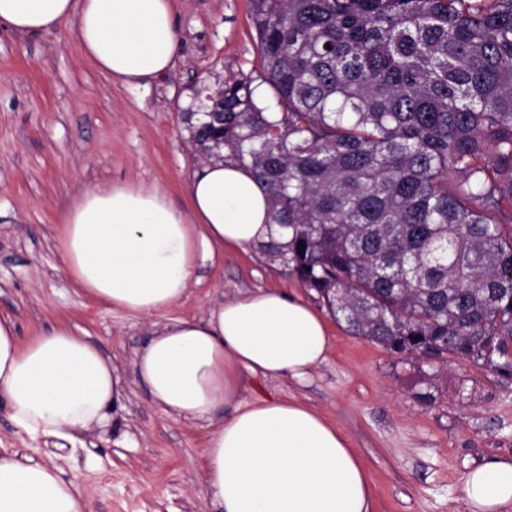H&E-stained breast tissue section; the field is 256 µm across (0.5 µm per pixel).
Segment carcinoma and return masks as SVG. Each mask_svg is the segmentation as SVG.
Listing matches in <instances>:
<instances>
[{
    "label": "carcinoma",
    "instance_id": "1",
    "mask_svg": "<svg viewBox=\"0 0 512 512\" xmlns=\"http://www.w3.org/2000/svg\"><path fill=\"white\" fill-rule=\"evenodd\" d=\"M260 69L183 113L257 249L348 331L512 375V0H251Z\"/></svg>",
    "mask_w": 512,
    "mask_h": 512
}]
</instances>
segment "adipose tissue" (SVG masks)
<instances>
[{"label": "adipose tissue", "mask_w": 512, "mask_h": 512, "mask_svg": "<svg viewBox=\"0 0 512 512\" xmlns=\"http://www.w3.org/2000/svg\"><path fill=\"white\" fill-rule=\"evenodd\" d=\"M74 22L87 59L109 78L141 85L178 48L172 0H0V27L42 35ZM265 191L252 174L203 162L186 209L132 183L79 194L60 219L57 249L76 290L152 320L135 367L173 416L213 422L203 488L217 512H370L369 475L346 437L294 400H238L241 371L304 380L327 359L323 316L276 288L219 300L206 318L158 322L187 293L199 259L248 251L269 231ZM124 392L84 330L67 319L20 341L0 317V405L30 441L77 443ZM229 418H222L225 403ZM467 512H512V460L472 467ZM0 512H88L78 476L16 452L0 454Z\"/></svg>", "instance_id": "obj_1"}]
</instances>
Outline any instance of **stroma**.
<instances>
[{"label": "stroma", "instance_id": "obj_1", "mask_svg": "<svg viewBox=\"0 0 512 512\" xmlns=\"http://www.w3.org/2000/svg\"><path fill=\"white\" fill-rule=\"evenodd\" d=\"M171 68L141 86L111 81L66 22L40 36L0 30V313L20 340L65 317L111 360L125 393L83 450L29 442L0 405V451L78 467L90 512H215L201 486L209 422L154 403L135 370L148 323L76 292L55 247L59 217L80 193L156 186L180 209L200 163L183 120L196 89L258 68L249 0H174ZM277 288L316 295L257 249L199 260L187 297L165 319H201L221 297ZM328 360L302 382L248 372L241 399H294L350 440L372 483V512H465L469 468L512 457V378L458 357L423 363L351 335L327 307Z\"/></svg>", "mask_w": 512, "mask_h": 512}]
</instances>
